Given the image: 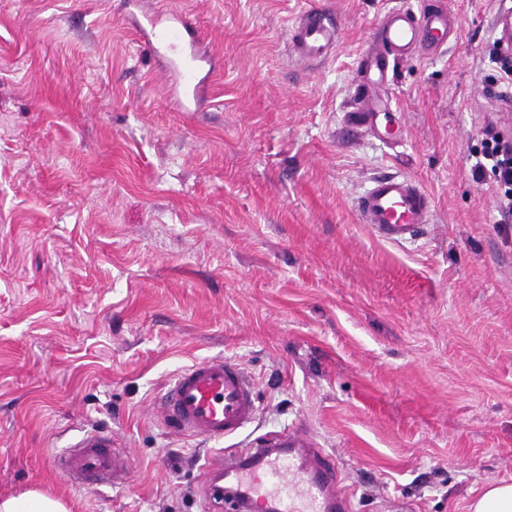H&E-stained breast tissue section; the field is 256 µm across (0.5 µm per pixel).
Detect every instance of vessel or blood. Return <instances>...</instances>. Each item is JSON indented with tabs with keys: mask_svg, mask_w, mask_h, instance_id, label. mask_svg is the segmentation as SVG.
I'll return each instance as SVG.
<instances>
[{
	"mask_svg": "<svg viewBox=\"0 0 512 512\" xmlns=\"http://www.w3.org/2000/svg\"><path fill=\"white\" fill-rule=\"evenodd\" d=\"M494 24L503 45L512 44V5L501 0ZM451 26L444 0H426L416 11L389 12L377 29L378 49L360 61L364 86H381L390 79L395 60L411 52L433 54L448 42ZM137 34L150 53L165 54L178 72L176 102L181 110L196 104L209 82L208 59L201 50L193 21L175 15L165 26L144 16ZM334 19L320 10L304 11L291 30L294 49L310 61L326 59L337 42ZM353 124L400 138L402 124L389 100L380 98L351 115ZM430 195L415 181L400 176L377 178L357 202L361 223L382 239H414L429 218ZM252 380L232 359L209 358L181 370L162 398L167 425L184 435L217 441L206 469L229 478L235 502L246 512H349L352 493L333 458L324 455L305 434L288 429L257 438L248 448H224V438L240 434L256 413ZM55 470L71 483L126 484L130 469L111 435L85 434L65 455L55 458Z\"/></svg>",
	"mask_w": 512,
	"mask_h": 512,
	"instance_id": "1",
	"label": "vessel or blood"
}]
</instances>
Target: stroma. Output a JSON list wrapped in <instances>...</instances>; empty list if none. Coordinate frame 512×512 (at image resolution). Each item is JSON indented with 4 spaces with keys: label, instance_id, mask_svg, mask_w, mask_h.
Returning a JSON list of instances; mask_svg holds the SVG:
<instances>
[{
    "label": "stroma",
    "instance_id": "35a3bbf8",
    "mask_svg": "<svg viewBox=\"0 0 512 512\" xmlns=\"http://www.w3.org/2000/svg\"><path fill=\"white\" fill-rule=\"evenodd\" d=\"M423 0H0V496L70 512H208L212 442L159 406L196 361L233 358L259 413L226 447L302 426L353 512H465L512 483V215L471 167L498 108L497 0H448L456 33L381 90L400 141L353 128L358 64L391 10ZM331 12L301 60L289 30ZM149 10L188 14L214 75L177 111L144 50ZM418 181L431 221L392 244L355 205L373 177ZM111 434L129 484L51 465ZM335 20L321 10L304 11L291 30L294 49L309 61L324 60L337 42ZM65 504L42 491L24 490L0 498V512H68Z\"/></svg>",
    "mask_w": 512,
    "mask_h": 512
}]
</instances>
